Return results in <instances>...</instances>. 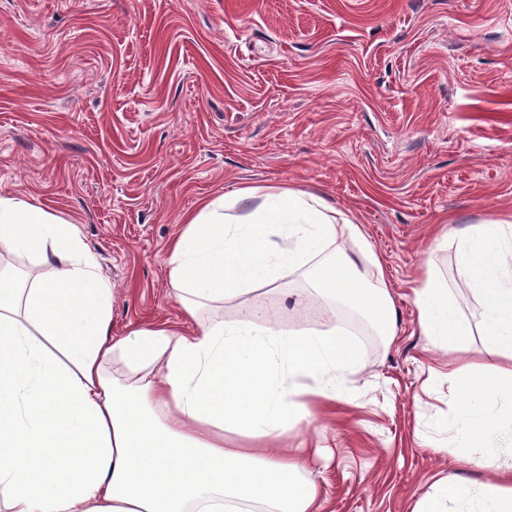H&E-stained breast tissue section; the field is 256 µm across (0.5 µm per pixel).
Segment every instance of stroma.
Here are the masks:
<instances>
[{
    "instance_id": "stroma-1",
    "label": "stroma",
    "mask_w": 512,
    "mask_h": 512,
    "mask_svg": "<svg viewBox=\"0 0 512 512\" xmlns=\"http://www.w3.org/2000/svg\"><path fill=\"white\" fill-rule=\"evenodd\" d=\"M251 186L356 217L394 302L336 406L288 434L314 450L321 512H412L441 478L459 401L410 288L424 269L468 318L461 230L512 212V0H0V195L76 224L112 283V333L178 324L166 259L182 218ZM282 329L353 318L256 291Z\"/></svg>"
}]
</instances>
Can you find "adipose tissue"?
Segmentation results:
<instances>
[{
    "instance_id": "1",
    "label": "adipose tissue",
    "mask_w": 512,
    "mask_h": 512,
    "mask_svg": "<svg viewBox=\"0 0 512 512\" xmlns=\"http://www.w3.org/2000/svg\"><path fill=\"white\" fill-rule=\"evenodd\" d=\"M362 227L320 193L244 188L188 215L168 260L184 326L111 333L112 284L75 224L50 209L0 196V246L35 254L46 278L0 270V512H318L292 426L304 399L328 406L361 364L345 329L282 334L240 300L315 259ZM458 270L479 312L433 272L414 288L417 324L447 349L480 331V364L448 363L466 392L448 426L446 453L484 447L512 428V215L468 226ZM325 305L357 312L393 338V302L375 254L318 266ZM235 317L199 322L205 308ZM484 481H437L413 512H512V462L474 459Z\"/></svg>"
}]
</instances>
